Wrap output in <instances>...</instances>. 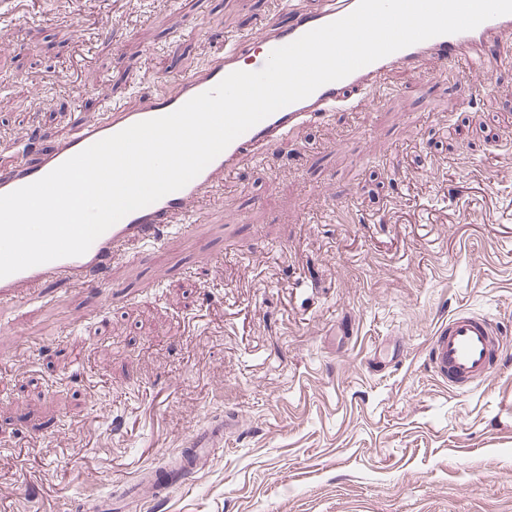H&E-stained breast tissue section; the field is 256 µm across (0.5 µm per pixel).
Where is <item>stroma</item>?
I'll return each instance as SVG.
<instances>
[{
    "label": "stroma",
    "instance_id": "1",
    "mask_svg": "<svg viewBox=\"0 0 512 512\" xmlns=\"http://www.w3.org/2000/svg\"><path fill=\"white\" fill-rule=\"evenodd\" d=\"M279 2L13 0L0 142L136 107ZM367 97L115 263L99 305L61 282L0 312V512H512V54L488 80L427 60ZM461 309L509 341L465 394L425 362ZM228 412L183 490L128 497ZM237 424L234 414L224 415V426L215 425L200 433L195 434L192 439V446L195 448H207L209 453L216 454L222 451L224 434Z\"/></svg>",
    "mask_w": 512,
    "mask_h": 512
}]
</instances>
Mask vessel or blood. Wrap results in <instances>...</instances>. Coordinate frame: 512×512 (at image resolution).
<instances>
[{
  "label": "vessel or blood",
  "mask_w": 512,
  "mask_h": 512,
  "mask_svg": "<svg viewBox=\"0 0 512 512\" xmlns=\"http://www.w3.org/2000/svg\"><path fill=\"white\" fill-rule=\"evenodd\" d=\"M358 0H337L336 5L314 11L284 9L279 23L259 34L225 38L217 54L178 79L165 94L141 92L136 108L107 103L94 118L82 121L75 133L24 150L11 166L0 168V195L35 182L91 144L126 127L169 114L192 97L216 86L229 73L261 70L277 47L289 44L306 32L351 13ZM512 48V14L487 20L473 30L440 35L379 59L347 76L322 85L309 97L274 112L238 138L184 188L133 211L100 235L81 256L67 257L37 265L0 278V306L40 296L43 288L58 281L85 285L102 282L113 261L131 247H161L171 231L189 232L201 196L235 173L245 157L258 149L271 150L295 128L310 123L330 108L364 94L394 69L417 71L423 58L442 63H465L472 72L489 74L507 49ZM506 348L503 337L491 320L467 310L451 313L436 327L429 343L427 365L436 379L459 391L482 384L502 362ZM234 414H226L223 424L212 426L192 439L191 468H198V449L215 454L221 451L224 436L235 426ZM185 477L159 467L154 490L170 494L182 489Z\"/></svg>",
  "instance_id": "vessel-or-blood-1"
}]
</instances>
